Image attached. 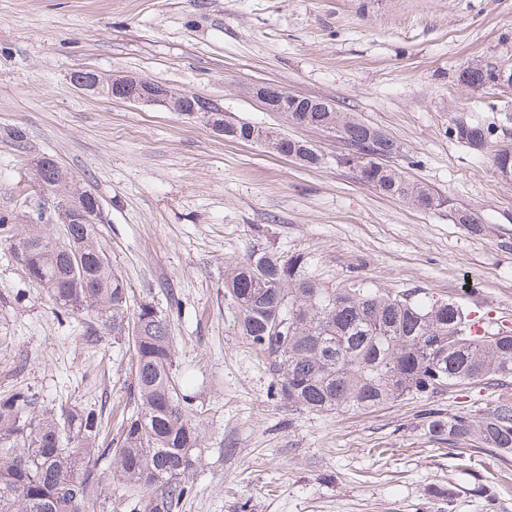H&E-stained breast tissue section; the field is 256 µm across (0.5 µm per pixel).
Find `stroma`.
Masks as SVG:
<instances>
[{"label":"stroma","instance_id":"35a3bbf8","mask_svg":"<svg viewBox=\"0 0 512 512\" xmlns=\"http://www.w3.org/2000/svg\"><path fill=\"white\" fill-rule=\"evenodd\" d=\"M512 55V0H0V213L52 210L35 182L53 156L98 196V238L131 307L168 314L174 357L194 375L205 441L180 512H486L474 478L512 512V460L449 450L405 398L343 415L275 394L273 359L239 336L224 298L228 266L252 250L299 255L325 291L359 281L420 290L477 315L512 314V185L488 153L459 142L464 119L512 146V90L460 85L459 69ZM94 70L135 75L216 100L243 120L339 154L328 132L265 111L246 86L269 82L332 101L395 137V166L449 207L421 210L345 167L309 168L236 143L165 107L79 91ZM466 208L483 234L455 223ZM58 320L0 239V398L25 388L43 406L100 411V445L131 410L127 340ZM512 400L511 385L467 384L430 405L448 416Z\"/></svg>","mask_w":512,"mask_h":512}]
</instances>
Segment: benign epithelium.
Instances as JSON below:
<instances>
[{
  "label": "benign epithelium",
  "mask_w": 512,
  "mask_h": 512,
  "mask_svg": "<svg viewBox=\"0 0 512 512\" xmlns=\"http://www.w3.org/2000/svg\"><path fill=\"white\" fill-rule=\"evenodd\" d=\"M469 68L482 72L486 85L494 89H512V62L499 60L489 66L485 60H478ZM112 96L134 105H163L172 112H178L191 118L207 121L212 109L204 103V97L194 93L174 92L147 79L128 75H114L111 81ZM246 93L257 99L269 112L288 115L286 105L288 92L275 85L255 84L247 88ZM86 198H67L55 200L51 221L54 224H70L74 215L83 213Z\"/></svg>",
  "instance_id": "7a95c632"
}]
</instances>
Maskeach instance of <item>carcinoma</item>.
Segmentation results:
<instances>
[{
	"label": "carcinoma",
	"mask_w": 512,
	"mask_h": 512,
	"mask_svg": "<svg viewBox=\"0 0 512 512\" xmlns=\"http://www.w3.org/2000/svg\"><path fill=\"white\" fill-rule=\"evenodd\" d=\"M74 80L96 84L99 94L110 89V79L94 72ZM288 108L290 123L342 130L352 152L337 155L338 166L356 169L359 156L377 150L399 153L393 136L349 112H310L304 102ZM451 132L478 152L490 141L489 129L477 122L458 120ZM256 133L252 123L224 121L226 138L244 142ZM273 150L294 151L309 167L327 164L303 141L278 139ZM491 161L511 185L505 172L512 173V156L496 150ZM362 165L360 181L383 194L422 210L448 203L396 167ZM36 176L58 196L87 192L47 158L39 160ZM455 220L482 231V219L470 211H457ZM13 221L0 215V231L57 313L89 315V336L131 337L135 409L101 448V417L92 407L55 413L27 389L0 398V512H103L114 480L127 512H178L196 489L195 450L203 435L193 419L191 380L177 374L168 317L149 303L130 310L127 284L98 239L103 219L79 217L63 239L49 224L23 231ZM224 296L238 333L274 357L280 399L308 413L339 415L406 397L428 401L453 386L512 379V331L472 333L468 313L450 299L354 284L328 293L306 276L301 257L285 262L255 250L231 265ZM423 425L451 447L475 442L503 458L512 455L509 400L483 416L464 411L445 418L427 408Z\"/></svg>",
	"instance_id": "1"
}]
</instances>
